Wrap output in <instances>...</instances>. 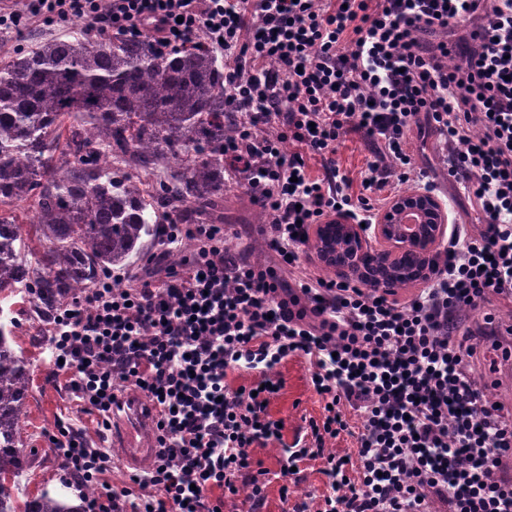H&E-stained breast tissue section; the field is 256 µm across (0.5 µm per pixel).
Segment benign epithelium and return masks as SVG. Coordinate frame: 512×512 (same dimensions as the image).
<instances>
[{
	"label": "benign epithelium",
	"instance_id": "benign-epithelium-1",
	"mask_svg": "<svg viewBox=\"0 0 512 512\" xmlns=\"http://www.w3.org/2000/svg\"><path fill=\"white\" fill-rule=\"evenodd\" d=\"M448 214L439 200L424 189L391 199L376 216L373 229L330 215L316 225L317 258L346 279L363 278L379 292L408 278L423 282L441 266V245Z\"/></svg>",
	"mask_w": 512,
	"mask_h": 512
}]
</instances>
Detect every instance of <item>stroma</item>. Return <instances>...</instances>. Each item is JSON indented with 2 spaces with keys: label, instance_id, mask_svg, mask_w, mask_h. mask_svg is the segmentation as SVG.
<instances>
[{
  "label": "stroma",
  "instance_id": "obj_1",
  "mask_svg": "<svg viewBox=\"0 0 512 512\" xmlns=\"http://www.w3.org/2000/svg\"><path fill=\"white\" fill-rule=\"evenodd\" d=\"M72 31L81 32L92 41L97 38L88 21L79 17L51 23L26 21L19 29L1 32L0 65L8 62L19 48L29 46L37 39ZM407 147L415 159V168L407 182H392L382 192V201H390L396 195L423 187L427 182H434L441 189L439 198L448 213L449 226L464 224L470 234H478L483 227L481 214L465 196L462 185L449 183L448 174L439 159L437 138H424L413 131L408 136ZM370 159L367 144L357 134L348 133L342 137L336 162L341 173L350 181L351 196L360 195L361 182L367 174ZM259 223V210L250 204L246 188L235 184L234 180H225L226 246L233 250L239 249L243 244L242 232ZM17 312L20 322L15 330V349L30 368L29 392L21 425L27 441L38 450L36 460L23 471L17 494L23 499L35 496L43 488L49 487L64 490L66 498L75 503L80 494L78 490L63 488L56 457L45 437L46 431L60 422L71 423L82 428L90 440L99 442L102 447H109L110 441L99 437L96 424L90 416L77 413L67 392L46 383L45 378L50 370L43 338L46 327L31 318L26 305H18ZM481 348L487 365L482 369L480 381L485 386L488 398L503 402L512 400V360L504 361L501 352L493 350L489 341H482ZM272 375L282 379L284 387L272 398L269 414L273 419L283 421L284 438L289 441L295 430L302 426L304 418L320 416L321 401L311 386L309 365L304 358L295 356L283 360L273 369ZM319 467V462H310L303 479L289 486H282L277 480L268 484L263 512H285L286 506L281 498L285 491L289 492L291 499L299 501L321 495L325 489V478L320 474Z\"/></svg>",
  "mask_w": 512,
  "mask_h": 512
}]
</instances>
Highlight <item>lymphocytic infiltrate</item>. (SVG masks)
<instances>
[{"mask_svg": "<svg viewBox=\"0 0 512 512\" xmlns=\"http://www.w3.org/2000/svg\"><path fill=\"white\" fill-rule=\"evenodd\" d=\"M89 19L102 36L142 39L159 55L200 44L224 54V101L235 122L224 157L270 228L273 263L224 245L220 224L158 226L162 254L123 287L104 275L65 305L46 332L49 382L71 391L98 432L119 394L154 412L151 471L123 487L117 464L71 424L45 436L64 475L96 488L86 512H224V495L264 485L250 450L282 445L281 477L320 461L327 489L290 512H512V417L486 400L477 339L502 348L487 306L512 301V0H0V29L21 16ZM450 40L425 41V34ZM423 123L443 140L448 175L466 183L485 221L450 240L444 260L407 303L359 280L300 271L312 225L343 211L369 223L373 196L407 180L406 134ZM272 129L257 136L258 127ZM353 131L371 145L362 192L351 198L336 144ZM296 143L284 154L279 143ZM322 160L310 176L306 156ZM192 241L180 267L165 254ZM482 310L477 327L464 314ZM307 357L324 408L285 443L266 403L269 373ZM258 381L229 386V374ZM348 435L356 461L330 452Z\"/></svg>", "mask_w": 512, "mask_h": 512, "instance_id": "1", "label": "lymphocytic infiltrate"}]
</instances>
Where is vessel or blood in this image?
<instances>
[{
    "mask_svg": "<svg viewBox=\"0 0 512 512\" xmlns=\"http://www.w3.org/2000/svg\"><path fill=\"white\" fill-rule=\"evenodd\" d=\"M112 420L119 427L112 435V445L119 448L123 463L141 473L149 471L157 454L155 424L141 394L129 390L120 396Z\"/></svg>",
    "mask_w": 512,
    "mask_h": 512,
    "instance_id": "1",
    "label": "vessel or blood"
}]
</instances>
